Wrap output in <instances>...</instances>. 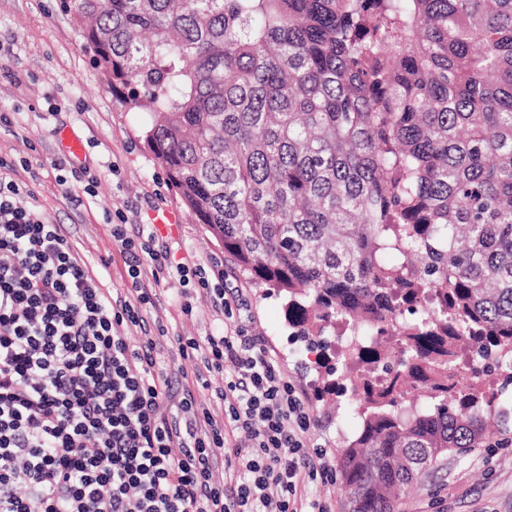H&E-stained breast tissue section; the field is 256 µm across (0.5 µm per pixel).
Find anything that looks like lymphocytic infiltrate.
Returning a JSON list of instances; mask_svg holds the SVG:
<instances>
[{"instance_id":"f902f5d3","label":"lymphocytic infiltrate","mask_w":512,"mask_h":512,"mask_svg":"<svg viewBox=\"0 0 512 512\" xmlns=\"http://www.w3.org/2000/svg\"><path fill=\"white\" fill-rule=\"evenodd\" d=\"M27 183H20L19 173ZM28 160L0 159V512H304L306 481L320 455L307 435L306 400L236 313L220 260L172 264L145 227H112L130 287L114 294L59 225L38 217ZM176 270L180 287L207 290L226 318L222 334L180 340L227 372L224 421L199 434L193 393L170 415L172 388L158 372L141 305L150 303L144 262ZM250 445L227 448L225 430ZM224 459L227 482L213 475Z\"/></svg>"}]
</instances>
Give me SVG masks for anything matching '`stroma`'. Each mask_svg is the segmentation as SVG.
Instances as JSON below:
<instances>
[{"mask_svg": "<svg viewBox=\"0 0 512 512\" xmlns=\"http://www.w3.org/2000/svg\"><path fill=\"white\" fill-rule=\"evenodd\" d=\"M10 113L11 128L0 129V157L30 158L39 176L41 213L65 225L73 242L117 292L128 286L121 246L112 238L109 213L122 209L129 225H153L171 250L173 263L224 262V274L249 302L243 320L249 334L262 337L289 380L306 394L314 418L309 437L333 475L310 483L307 498L326 512H347L346 495L334 472L344 436L353 423L341 398L317 400L312 366L289 338L284 303L273 292L255 287L226 259L212 238L180 202L146 146L142 113L112 94L108 77L93 65L84 47L80 24L64 0H0V112ZM78 138L80 156L66 143ZM71 176L59 184L56 162ZM98 176L94 195L83 192L81 171ZM80 204H73V197ZM152 302L142 309L147 323L161 322L166 335L156 337L157 367L182 374V386L194 389L212 420L223 421L224 403L215 396L224 377L208 374L199 382L201 361L184 356L178 337L204 339L221 334L224 322L206 294L194 293L193 313L185 315L175 278L145 276ZM210 419V420H211ZM396 512H512V423H492L484 447L462 456L448 455L422 484L402 496Z\"/></svg>", "mask_w": 512, "mask_h": 512, "instance_id": "obj_1", "label": "stroma"}]
</instances>
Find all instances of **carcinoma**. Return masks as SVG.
<instances>
[{
  "label": "carcinoma",
  "mask_w": 512,
  "mask_h": 512,
  "mask_svg": "<svg viewBox=\"0 0 512 512\" xmlns=\"http://www.w3.org/2000/svg\"><path fill=\"white\" fill-rule=\"evenodd\" d=\"M182 203L293 334L356 512L482 447L512 385V0H71Z\"/></svg>",
  "instance_id": "carcinoma-1"
}]
</instances>
